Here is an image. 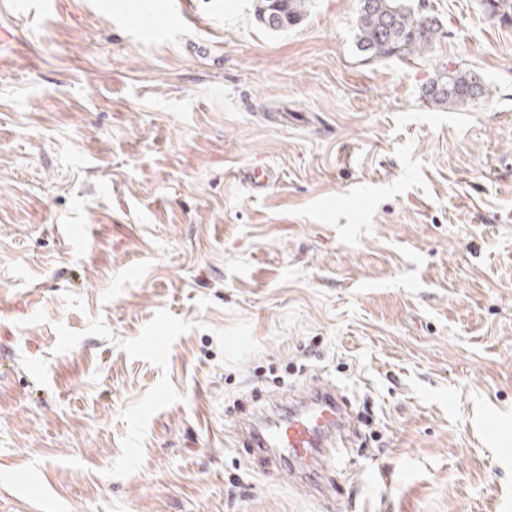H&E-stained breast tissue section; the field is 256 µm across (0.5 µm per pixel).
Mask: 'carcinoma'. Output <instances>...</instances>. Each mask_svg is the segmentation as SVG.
Listing matches in <instances>:
<instances>
[{"label": "carcinoma", "instance_id": "cac0c4a2", "mask_svg": "<svg viewBox=\"0 0 512 512\" xmlns=\"http://www.w3.org/2000/svg\"><path fill=\"white\" fill-rule=\"evenodd\" d=\"M489 17L512 21V0H484ZM307 0H256L254 13L267 30L278 32L294 26L305 15ZM360 51L371 58H402L430 54L442 34L439 17L411 0H360L358 16ZM491 94L489 86L470 71H450L441 66L426 89L434 104L464 106Z\"/></svg>", "mask_w": 512, "mask_h": 512}]
</instances>
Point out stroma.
I'll list each match as a JSON object with an SVG mask.
<instances>
[{
    "label": "stroma",
    "mask_w": 512,
    "mask_h": 512,
    "mask_svg": "<svg viewBox=\"0 0 512 512\" xmlns=\"http://www.w3.org/2000/svg\"><path fill=\"white\" fill-rule=\"evenodd\" d=\"M48 2L0 0V512H501L512 23L420 0L435 56L383 60L359 0H174L157 36ZM439 61L489 98L431 103ZM322 381L356 432L319 496L237 426ZM307 0H257L254 13L267 30L278 32L294 26L305 15ZM242 180L249 184L254 193L260 194L272 180L271 170L266 166H252L242 172Z\"/></svg>",
    "instance_id": "1"
}]
</instances>
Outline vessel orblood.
<instances>
[{
	"label": "vessel or blood",
	"instance_id": "1",
	"mask_svg": "<svg viewBox=\"0 0 512 512\" xmlns=\"http://www.w3.org/2000/svg\"><path fill=\"white\" fill-rule=\"evenodd\" d=\"M352 427L353 419L334 389H308L290 396L276 426H269L266 418H254L240 428L239 436L278 471L287 473L293 485L319 491L327 449Z\"/></svg>",
	"mask_w": 512,
	"mask_h": 512
}]
</instances>
